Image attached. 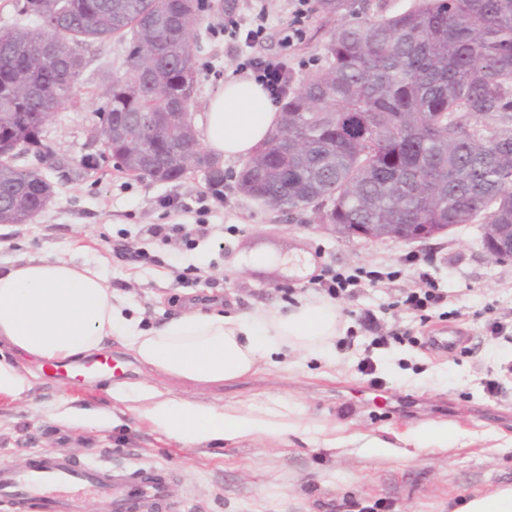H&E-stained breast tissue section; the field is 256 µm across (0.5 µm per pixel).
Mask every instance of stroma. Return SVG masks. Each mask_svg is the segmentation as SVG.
<instances>
[{"instance_id": "obj_1", "label": "stroma", "mask_w": 512, "mask_h": 512, "mask_svg": "<svg viewBox=\"0 0 512 512\" xmlns=\"http://www.w3.org/2000/svg\"><path fill=\"white\" fill-rule=\"evenodd\" d=\"M196 35L192 125H199L209 97L235 75L244 60L260 57L287 63L303 81L323 62L324 46L338 18L309 13L301 37H293L292 0H265L268 21L262 36L245 43L224 28L249 23L252 0H212ZM125 45L93 43L84 52L77 103L47 127L53 158L42 171L54 191L50 206L28 224H0V264L28 258H65L90 263L112 286L113 302L150 328L193 311L228 316L258 310L284 311L314 298L312 278L323 267L350 272L361 266H397L398 277L366 289L358 298L337 300L341 334L336 352L321 358L305 353L275 356L262 371L224 384H190L151 372L119 345L103 351L123 374L81 366L60 376L28 361L35 371L26 396H0V463L23 466L37 454L64 453L81 464L163 466L173 473L170 512H346L354 499L382 503L390 512H457L476 495L512 485V340L485 337L487 320L512 325V260L489 258L478 225L416 243H369L335 235L318 225L313 209L290 216L267 209L237 186L243 163L222 161L224 186L214 195L204 172L190 171L174 183L133 179L111 160L92 171L84 155L96 152L103 90L122 70ZM152 224H206L207 237L192 245L173 241L148 245ZM148 247L151 261L133 263L117 246ZM433 257L432 275L447 288L445 310L428 320L399 306L414 288L417 271L401 266L406 254ZM251 264L237 268L235 259ZM195 268L194 280L182 277ZM383 310L385 327L406 331L403 341L371 346L362 310ZM463 332L466 343L451 352L426 347L436 329ZM371 355L372 373L359 367ZM499 380L491 397L483 381ZM162 396L216 406L288 401L302 420L336 424V445L291 435L263 437L237 445L185 446L169 440L132 410L140 386ZM94 411L88 422L85 411ZM447 425V447L428 448L409 458L393 441L398 432Z\"/></svg>"}]
</instances>
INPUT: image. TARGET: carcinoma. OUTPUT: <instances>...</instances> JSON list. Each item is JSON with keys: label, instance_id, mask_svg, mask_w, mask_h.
<instances>
[{"label": "carcinoma", "instance_id": "obj_1", "mask_svg": "<svg viewBox=\"0 0 512 512\" xmlns=\"http://www.w3.org/2000/svg\"><path fill=\"white\" fill-rule=\"evenodd\" d=\"M209 0H23L0 27V149L33 146L57 112L76 103L83 51L125 42L123 73L105 84L97 132L108 157L133 176L141 158L124 149L139 117L158 181L185 172L194 132L173 119L190 105L192 36ZM326 15L356 17L332 31L325 65L288 96L281 121L302 141L271 135L246 161L239 190L283 200L291 215L329 201L327 224L512 225V0H414L398 14L359 17L353 0H316ZM161 71L150 81L139 69ZM53 189L35 168L0 164V223L27 224Z\"/></svg>", "mask_w": 512, "mask_h": 512}]
</instances>
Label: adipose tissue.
I'll return each instance as SVG.
<instances>
[{
    "label": "adipose tissue",
    "mask_w": 512,
    "mask_h": 512,
    "mask_svg": "<svg viewBox=\"0 0 512 512\" xmlns=\"http://www.w3.org/2000/svg\"><path fill=\"white\" fill-rule=\"evenodd\" d=\"M280 120V106L253 77L227 79L209 98L201 141L213 157L250 156ZM341 327L335 302H300L287 312L230 317L195 311L142 329L112 303L101 272L65 259H28L0 266V395L19 398L31 388L16 358L76 362L120 341L150 370L191 383H224L256 372L277 353H332ZM137 412L170 440L184 445H235L253 436L273 439L303 430L323 446L336 443L332 424H301L292 406L216 407L136 394Z\"/></svg>",
    "instance_id": "ef3b65f1"
}]
</instances>
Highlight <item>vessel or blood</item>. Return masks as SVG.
I'll list each match as a JSON object with an SVG mask.
<instances>
[{"label":"vessel or blood","mask_w":512,"mask_h":512,"mask_svg":"<svg viewBox=\"0 0 512 512\" xmlns=\"http://www.w3.org/2000/svg\"><path fill=\"white\" fill-rule=\"evenodd\" d=\"M92 498L98 512H161L169 504L168 474L144 466L135 474L98 465H77L70 456L34 457L24 468L0 463V500L18 512L36 505L39 512H78Z\"/></svg>","instance_id":"vessel-or-blood-1"}]
</instances>
